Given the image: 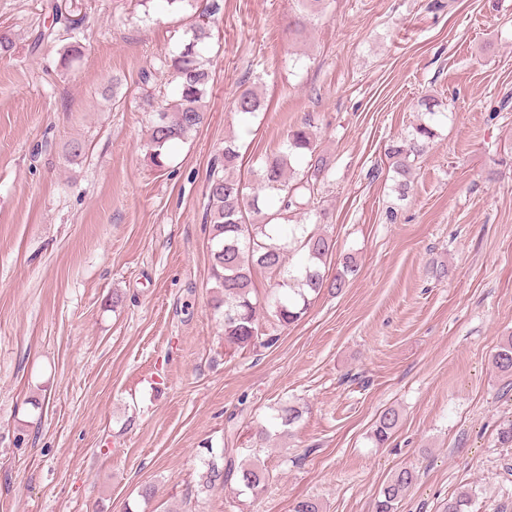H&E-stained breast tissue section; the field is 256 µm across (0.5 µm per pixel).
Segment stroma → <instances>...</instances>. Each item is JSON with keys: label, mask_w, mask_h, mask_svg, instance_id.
I'll return each instance as SVG.
<instances>
[{"label": "stroma", "mask_w": 512, "mask_h": 512, "mask_svg": "<svg viewBox=\"0 0 512 512\" xmlns=\"http://www.w3.org/2000/svg\"><path fill=\"white\" fill-rule=\"evenodd\" d=\"M45 2L0 0V512H239L234 484L197 490L208 446L269 472L250 512H374L403 467L397 512L463 491L512 512V382L493 365L512 336V0H330L297 32L294 0H224L203 125L162 171L147 101L174 85L141 75L184 42L182 13L71 0L86 49L66 60V32L32 45ZM246 88L266 105L247 128ZM426 94L435 138L402 201L384 147ZM307 116L331 166L326 271H359L271 347L234 350L212 308L210 165L232 135L258 165ZM285 402L301 420L260 441ZM399 422L398 412L391 407L384 409L378 416L375 428L372 431L371 439L373 443L380 447L391 437L393 431ZM415 479V471L410 468L404 467L395 472L382 487L375 501V512H396L402 494Z\"/></svg>", "instance_id": "stroma-1"}]
</instances>
